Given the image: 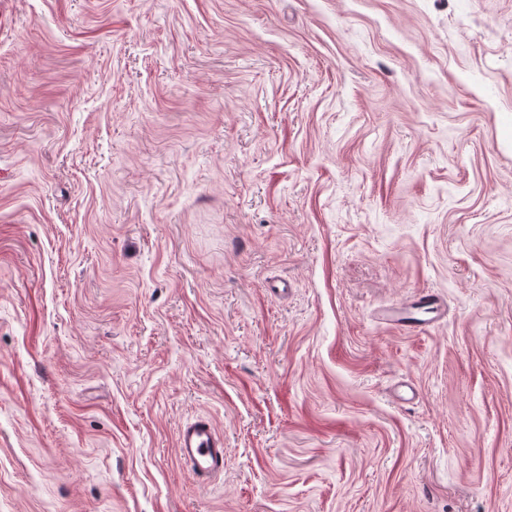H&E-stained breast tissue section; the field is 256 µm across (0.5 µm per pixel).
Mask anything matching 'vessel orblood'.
Returning <instances> with one entry per match:
<instances>
[{"label": "vessel or blood", "instance_id": "vessel-or-blood-1", "mask_svg": "<svg viewBox=\"0 0 512 512\" xmlns=\"http://www.w3.org/2000/svg\"><path fill=\"white\" fill-rule=\"evenodd\" d=\"M176 451L196 480H209L224 469V438L207 417H196L180 428Z\"/></svg>", "mask_w": 512, "mask_h": 512}]
</instances>
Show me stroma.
<instances>
[{"label": "stroma", "mask_w": 512, "mask_h": 512, "mask_svg": "<svg viewBox=\"0 0 512 512\" xmlns=\"http://www.w3.org/2000/svg\"><path fill=\"white\" fill-rule=\"evenodd\" d=\"M0 512H512V0H0ZM408 308L424 309L429 312V314H433L431 318L435 320L444 312V305L441 303L437 295L430 291H421L412 301L410 306L405 308L404 314L398 318L402 327L412 330L418 329L421 325V321L407 316L406 311ZM176 451L198 481L210 480L224 470V437L208 417H196L180 428Z\"/></svg>", "instance_id": "1"}]
</instances>
